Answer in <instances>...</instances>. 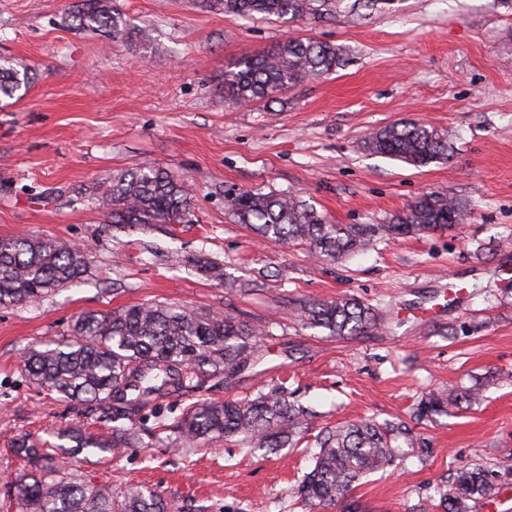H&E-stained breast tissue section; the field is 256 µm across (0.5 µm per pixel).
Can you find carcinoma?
<instances>
[{"instance_id": "1", "label": "carcinoma", "mask_w": 512, "mask_h": 512, "mask_svg": "<svg viewBox=\"0 0 512 512\" xmlns=\"http://www.w3.org/2000/svg\"><path fill=\"white\" fill-rule=\"evenodd\" d=\"M398 0H195L209 12L241 17H276L320 22L343 16L360 19V10L392 9ZM72 18L84 30L117 37L125 30L116 0H78ZM346 62L340 47L313 38L288 39L267 52L238 58L224 69L222 86L228 104H268L298 84L336 72ZM31 84L30 68L0 56V97L12 99ZM371 153L416 168L450 157L448 137L415 120L384 126L364 141ZM111 224H190L192 206L186 184L167 171L143 166L112 179L96 198ZM240 224L267 241L309 246L320 258L342 260L376 239H390L449 229L464 221L467 203L445 192L415 198L387 224H331L305 201L291 194L241 190L228 199ZM89 255L59 240L37 237L0 239V306L33 304L67 288L87 272ZM202 277L224 280L223 265L205 254L193 258ZM305 325L332 336H364L384 326L374 306L356 297L299 306ZM269 332L232 315L214 316L161 303H141L117 311L81 313L69 333L23 353L30 380L62 400L85 405L110 423L109 438L67 435L72 446L47 449L25 439L14 453L32 471L16 481L22 512H171L161 495L128 485L117 494L107 484L78 475L69 459L85 449L128 448L138 441L147 409L167 397L192 393L208 380L236 377L258 361ZM477 386L436 389L416 407L420 420L432 421L463 405L480 402ZM311 413L288 399L286 388L273 386L253 398L191 403L172 423L158 428L172 433L170 444L196 446L235 438L244 448L273 451L296 447L308 431ZM312 470L297 488L313 512L346 498L359 478L397 468L411 449L430 453L425 441L402 419L367 418L322 429L314 440ZM495 482L489 471L461 467L451 489H439L445 512H470L471 503L490 497Z\"/></svg>"}]
</instances>
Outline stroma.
Listing matches in <instances>:
<instances>
[{
  "instance_id": "stroma-1",
  "label": "stroma",
  "mask_w": 512,
  "mask_h": 512,
  "mask_svg": "<svg viewBox=\"0 0 512 512\" xmlns=\"http://www.w3.org/2000/svg\"><path fill=\"white\" fill-rule=\"evenodd\" d=\"M127 34L76 27L73 0H0V54L32 69L27 93L0 99V238L37 236L88 247L77 284L34 304L0 308V512H21L15 438L58 443L62 431L102 432L81 405L30 382L25 349L66 335L76 315L161 302L231 314L268 328L259 363L221 401L284 385L310 407L313 430L399 417L428 439L427 460L363 476L326 512H444L438 488L465 464H512V8L493 0H399L359 23L240 18L194 0H117ZM149 26L142 41L132 32ZM290 37L343 48L348 64L277 102L228 107L220 77L234 59ZM414 119L451 136L450 160L416 168L365 151L381 127ZM167 170L190 188L196 221L123 229L94 198L121 173ZM241 189L289 193L334 224H385L434 190L465 200L464 223L374 241L341 261L306 245L260 242L228 211ZM207 254L229 284L188 261ZM354 295L386 314L371 336L339 339L302 327L293 305ZM483 385L481 404L414 421L422 394ZM311 456L248 452L237 441L169 448L143 436L112 454L74 459L84 478L139 484L177 512H305L292 489Z\"/></svg>"
}]
</instances>
